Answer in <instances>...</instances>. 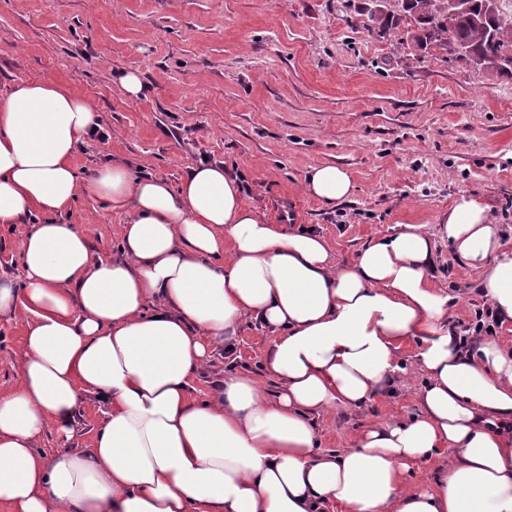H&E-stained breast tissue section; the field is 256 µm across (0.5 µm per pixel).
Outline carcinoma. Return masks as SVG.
<instances>
[{
	"mask_svg": "<svg viewBox=\"0 0 512 512\" xmlns=\"http://www.w3.org/2000/svg\"><path fill=\"white\" fill-rule=\"evenodd\" d=\"M470 10L449 15L436 0H417L419 11L405 12L414 17V31L410 37L421 50L453 51L462 45L470 54L480 58L483 66L500 75L512 76V68L505 69L498 61L512 48V18L500 14L496 0H471Z\"/></svg>",
	"mask_w": 512,
	"mask_h": 512,
	"instance_id": "cac0c4a2",
	"label": "carcinoma"
}]
</instances>
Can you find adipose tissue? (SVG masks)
<instances>
[{
	"label": "adipose tissue",
	"mask_w": 512,
	"mask_h": 512,
	"mask_svg": "<svg viewBox=\"0 0 512 512\" xmlns=\"http://www.w3.org/2000/svg\"><path fill=\"white\" fill-rule=\"evenodd\" d=\"M82 96L51 78L0 87V224L39 212L20 245L23 292L0 284V317L31 321L17 387L0 396V502L10 512H512V352L464 344L435 282L433 237L447 240L497 317L512 321V254L489 207L463 194L436 236L404 224L338 265L312 230L269 223L223 164L189 165L178 186L109 163L73 166L98 128ZM331 204L354 190L324 165L302 184ZM126 213L120 254L93 259L88 233L55 214L78 194ZM276 338L264 369L191 381L243 318ZM416 340L425 384L410 420L371 423L344 452L316 447L312 415L388 395ZM105 418L85 452L69 448L87 397ZM60 444L45 455L47 431ZM454 451L424 489L412 466Z\"/></svg>",
	"instance_id": "obj_1"
}]
</instances>
